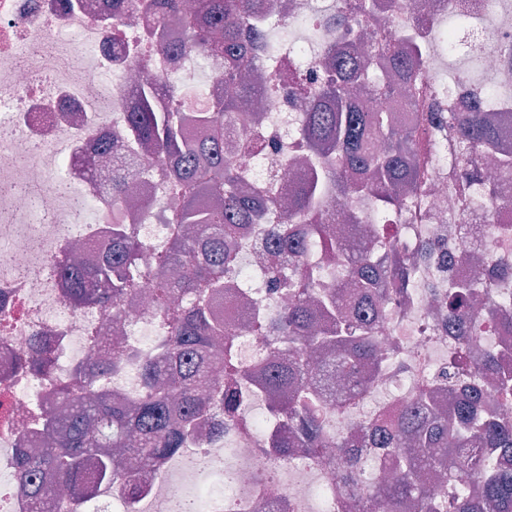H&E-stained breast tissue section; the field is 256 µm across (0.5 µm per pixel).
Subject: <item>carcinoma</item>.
I'll return each mask as SVG.
<instances>
[{
	"instance_id": "obj_1",
	"label": "carcinoma",
	"mask_w": 512,
	"mask_h": 512,
	"mask_svg": "<svg viewBox=\"0 0 512 512\" xmlns=\"http://www.w3.org/2000/svg\"><path fill=\"white\" fill-rule=\"evenodd\" d=\"M112 4L150 12L159 24L182 10L181 0ZM376 8V0H345L336 21L363 20ZM268 12L269 0H195L184 18L185 46L224 56L227 80L235 85V70L251 63L245 32L256 41L265 39ZM419 50L411 41L391 39L371 41L356 57L328 51L321 75L308 76L310 107L298 131L308 165L291 188L287 209L273 200V185L250 187L221 147L239 100L254 96L258 88L241 85L237 93L187 117L174 106V91L151 80L139 85L128 116V139L154 149L156 162H173L175 178L168 189L184 203L170 223L186 224L192 234L176 239L153 270L142 264L144 244L135 227L114 224L101 262L89 267L70 262L57 273L73 301L104 307L132 287L148 285L165 346L159 355L141 360L144 393L137 400L112 398L92 385V379L108 371L99 353L78 370L76 387L56 389L69 406L67 414L44 416V448L37 457L19 460V478L32 488L33 512H49L41 482L45 472L70 488H103L120 472L119 459L103 449L125 450L146 464L175 457L194 438L199 416L231 423L258 400L283 420L269 442L270 454L301 450L317 458L323 453L336 421L324 415L332 401L313 381L308 350L343 380L347 392L332 403L338 415L348 413L398 353L378 339L389 325L385 308L406 302L419 269H444L448 254L439 239L408 245L400 224H370L363 245L351 248L346 242L359 237L361 216H348L346 232L328 223L330 197H354L385 214L401 209L422 194L414 165L420 148L443 139L456 157L461 207L470 204L468 185L483 176L478 159L487 156L499 171L512 174V150L504 139L506 112H484L472 102L461 112H432L427 124L404 128L391 112L362 110L358 99L366 88L385 80L400 90L408 88L406 62ZM195 127L213 133L208 150L193 140ZM134 175L133 169L112 175V205L125 201ZM244 229L264 233L267 285L288 296V307L278 316L254 314L253 328L270 343L253 364L242 359L237 326L217 320L210 307L213 295L236 290L238 237ZM312 246L342 259L349 287L333 285V265L313 276L307 267ZM439 301L437 319L456 338L453 361L423 384L400 414L363 424L373 447L390 450L396 475L354 498V512H403L420 503L425 512H512V419L487 406L482 389V382L492 384L501 401L512 405V373L478 341L488 326L512 336V303L501 302L488 318L476 281L457 278L448 280ZM49 356V347L37 343L23 354L21 365L43 372ZM443 390L454 407L451 417L431 404ZM337 447L342 453L334 465L354 478L360 458L341 436Z\"/></svg>"
}]
</instances>
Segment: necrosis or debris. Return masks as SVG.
I'll return each mask as SVG.
<instances>
[{
	"label": "necrosis or debris",
	"instance_id": "1",
	"mask_svg": "<svg viewBox=\"0 0 512 512\" xmlns=\"http://www.w3.org/2000/svg\"><path fill=\"white\" fill-rule=\"evenodd\" d=\"M288 2V32H281L279 6ZM378 15L384 32L394 38L414 37L422 46L421 60L409 100L398 93L370 94L369 110L405 113L421 124L432 101L456 109L463 100L478 99L490 112H512V0H409L397 8L381 0ZM266 47L256 51L255 66L275 56L280 90L240 112L237 129L224 137V154L247 174L249 185L276 176L280 186L295 175L289 160L300 152L296 125L307 108L303 93L293 85V72L318 67L330 46L355 50V34L337 30L333 20L341 0H272ZM455 20L450 37H442V21ZM153 21L141 13L113 16L108 0H0V129L16 137L0 151V512H30L27 487L16 476L22 452L42 450L38 418L43 409L57 407L51 385L73 381L76 370L91 357L89 339L104 337L103 351L119 365L112 375V392L134 397L141 388L138 359L155 349L162 333L147 292L122 300L105 311L80 306L65 293L59 275L50 267L82 250L85 263L99 259L97 245L106 239L110 223L95 221L70 232L75 222L49 172L60 171L79 195L105 203L115 171L137 165L141 173L133 185V207L124 209L126 222L135 223L139 238L168 247L173 240L168 219L182 206L170 194L174 173L148 164L139 147L125 137L126 114L137 90L134 76L144 72L159 86L176 83L181 74L196 73L198 82L180 94V111L192 112L200 102L224 97V59L196 50H182L177 58L162 53L149 29ZM78 42L59 63L50 46L66 34ZM471 68L475 76L465 84L445 77L451 63ZM110 83H101L100 71ZM277 134L281 147L266 148L265 139ZM115 142L112 150L98 147V138ZM418 167L425 186L421 204L394 213L395 222L408 225L413 241L450 235L455 259L450 276L472 278L468 258L474 248L512 258V178H490L497 206L493 214L469 211L466 228L448 231L459 202L448 179L453 158L442 145L422 147ZM39 214L40 225L30 230L25 220ZM429 269L413 289L411 302L417 317L400 337L399 364H411L408 374L397 366L377 377L378 389H389L383 402L364 398L352 413L337 420L338 433L357 434L362 417L393 416L408 404L422 382L446 366L454 351L453 337L444 335L425 317L429 288L437 277ZM48 337L54 349L48 377L26 373L18 356L31 337ZM255 407L243 408L238 425L225 435L215 431L214 419L200 418L185 455L209 460L197 472L172 458L141 465L133 457L122 463L123 481L88 498L55 490L51 503L57 512H167L169 500L192 496L204 484L216 485L208 512H224L225 496L249 504L252 512H348L354 489L329 473L325 459L299 453L271 457L261 438L271 435L278 422L266 416L263 432H255ZM227 492H220V484Z\"/></svg>",
	"mask_w": 512,
	"mask_h": 512
}]
</instances>
